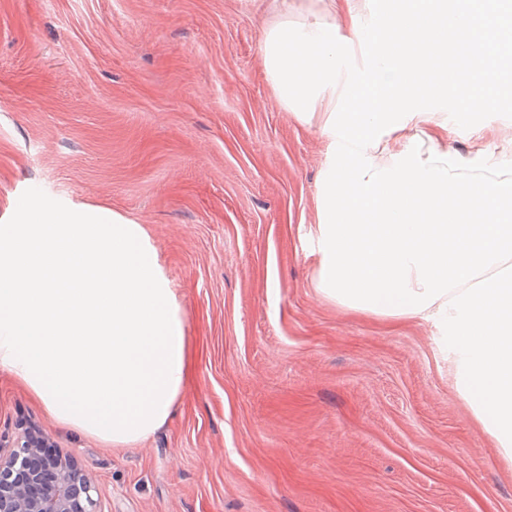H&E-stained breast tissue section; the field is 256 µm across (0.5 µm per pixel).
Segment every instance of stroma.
<instances>
[{
  "mask_svg": "<svg viewBox=\"0 0 512 512\" xmlns=\"http://www.w3.org/2000/svg\"><path fill=\"white\" fill-rule=\"evenodd\" d=\"M330 0H0V224L30 199L141 225L184 312L191 380L130 449L0 377V435L34 423L104 512H512V461L473 420L432 322L317 287L324 115L279 99L277 21ZM512 152V110L441 146Z\"/></svg>",
  "mask_w": 512,
  "mask_h": 512,
  "instance_id": "stroma-1",
  "label": "stroma"
}]
</instances>
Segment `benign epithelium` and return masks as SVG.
I'll return each mask as SVG.
<instances>
[{
	"instance_id": "benign-epithelium-1",
	"label": "benign epithelium",
	"mask_w": 512,
	"mask_h": 512,
	"mask_svg": "<svg viewBox=\"0 0 512 512\" xmlns=\"http://www.w3.org/2000/svg\"><path fill=\"white\" fill-rule=\"evenodd\" d=\"M37 445L30 433L0 442V512H98L90 478L59 454L31 463Z\"/></svg>"
}]
</instances>
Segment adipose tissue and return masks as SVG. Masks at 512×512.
<instances>
[{"label":"adipose tissue","mask_w":512,"mask_h":512,"mask_svg":"<svg viewBox=\"0 0 512 512\" xmlns=\"http://www.w3.org/2000/svg\"><path fill=\"white\" fill-rule=\"evenodd\" d=\"M349 35L313 20L267 33L287 109L318 106V286L349 308L434 320L472 416L512 458V168L456 158L417 131L434 113L512 96V0H331ZM0 224V373L61 424L116 449L169 420L190 375L185 319L140 225L25 202Z\"/></svg>","instance_id":"ef3b65f1"}]
</instances>
